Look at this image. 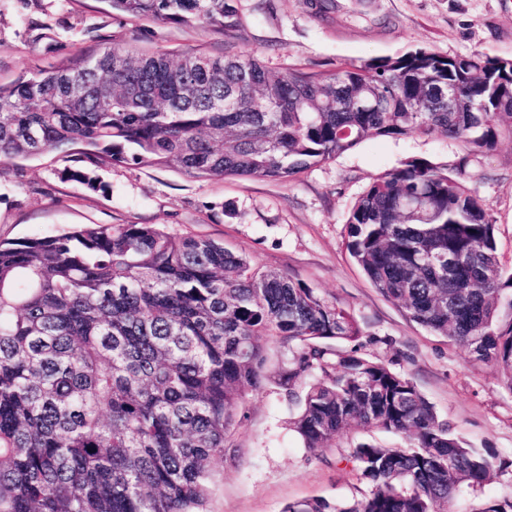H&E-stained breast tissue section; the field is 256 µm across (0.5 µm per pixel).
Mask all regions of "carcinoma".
Returning <instances> with one entry per match:
<instances>
[{
  "mask_svg": "<svg viewBox=\"0 0 512 512\" xmlns=\"http://www.w3.org/2000/svg\"><path fill=\"white\" fill-rule=\"evenodd\" d=\"M108 2L131 19L238 26L232 0ZM504 134L512 58L424 48L272 72L237 54L114 44L0 86V160L72 153L83 166L67 176L87 185L86 168L117 164L290 180L368 139L445 137L472 154ZM345 224L379 294L512 386V273L476 190L410 158L371 179ZM360 336L345 308L209 238L95 224L0 244V512H203L211 464L264 385L262 338L287 349L279 385L305 448L356 428L411 445H357L344 460L369 495L285 512H451L461 486L506 462L464 446L407 377L322 346ZM477 512H512V495Z\"/></svg>",
  "mask_w": 512,
  "mask_h": 512,
  "instance_id": "carcinoma-1",
  "label": "carcinoma"
}]
</instances>
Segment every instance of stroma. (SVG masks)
<instances>
[{"label": "stroma", "instance_id": "1", "mask_svg": "<svg viewBox=\"0 0 512 512\" xmlns=\"http://www.w3.org/2000/svg\"><path fill=\"white\" fill-rule=\"evenodd\" d=\"M327 2V12L318 14L306 0H234L240 26L229 42L195 25L130 19L106 0H0V84L113 42L149 53L193 48L212 57L229 46L274 70L289 63L333 70L415 48L512 58V0ZM463 153L444 138H376L292 181L198 179L112 165L95 169L89 185L68 180L73 161L56 154L0 160V241L56 236L81 225L152 224L174 236L221 242L254 267L286 274L348 308L363 334L352 344L329 342L334 355L355 352L406 376L465 446L493 449L512 462V390L498 368L410 320L371 287L343 246L346 213L370 178L424 158L461 174L485 200L498 257L512 269V140L471 157L461 172ZM245 411L231 457L211 466L205 512H284L310 498H360L371 487L341 455L367 441L409 445L404 435L372 429L308 450L289 427L297 405L271 378L247 396ZM510 494L512 466L481 489L461 488L453 510L473 512L480 502Z\"/></svg>", "mask_w": 512, "mask_h": 512}]
</instances>
